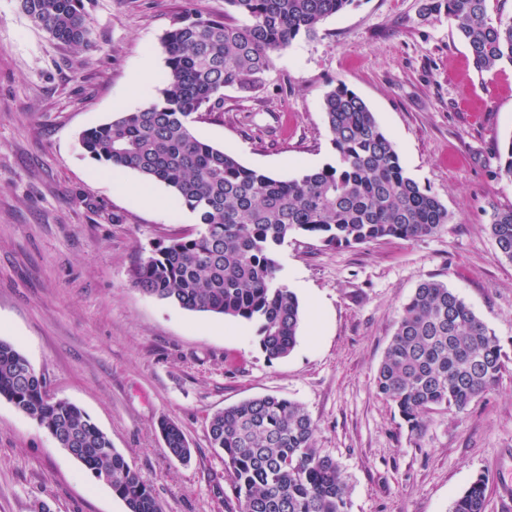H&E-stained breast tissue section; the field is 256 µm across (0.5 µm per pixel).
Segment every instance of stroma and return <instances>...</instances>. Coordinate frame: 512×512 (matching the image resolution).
<instances>
[{"instance_id": "stroma-1", "label": "stroma", "mask_w": 512, "mask_h": 512, "mask_svg": "<svg viewBox=\"0 0 512 512\" xmlns=\"http://www.w3.org/2000/svg\"><path fill=\"white\" fill-rule=\"evenodd\" d=\"M224 0H90L92 46L52 40L0 0V339L16 344L54 397L80 407L151 483L163 512H239L208 421L245 399L304 406L318 445L339 464L348 512H449L477 475L486 512L512 489V262L490 235L512 209L500 156L512 141V67L478 73L447 16L421 0H359L316 39L277 54L264 84L224 92L196 137L246 167L288 179L333 162L323 98L345 83L395 142L407 175L448 222L429 237L331 247L296 236L275 259L305 317L288 357L268 361L254 327L190 312L131 281L160 241L195 233L196 218L160 183L133 171L126 194L88 158L82 131L159 96L163 33L192 8ZM152 60L156 82L133 77ZM151 189L158 207L137 199ZM444 281L497 336L507 368L466 415L433 410L412 435L374 392L403 305ZM190 442L183 464L159 430ZM0 512H127L46 429L0 400ZM160 432L170 456L182 460V462L190 459L191 448L178 425L172 421L164 420L160 424Z\"/></svg>"}]
</instances>
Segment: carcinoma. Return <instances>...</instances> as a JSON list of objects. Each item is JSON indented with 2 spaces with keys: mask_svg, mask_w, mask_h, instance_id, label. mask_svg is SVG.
Listing matches in <instances>:
<instances>
[{
  "mask_svg": "<svg viewBox=\"0 0 512 512\" xmlns=\"http://www.w3.org/2000/svg\"><path fill=\"white\" fill-rule=\"evenodd\" d=\"M19 2L50 38L89 45L86 0ZM354 2L224 0L222 16L193 9L161 38L159 97L80 136L92 160L164 184L202 226L140 258L134 286L188 311L254 324L270 361L290 354L302 321L300 302L275 260L288 237L351 246L418 240L448 223V209L406 174L395 143L343 83L323 100L334 162L295 178L248 168L194 135L203 113L223 107L225 89L260 86L275 54L301 36H317L326 19ZM422 12L456 21L478 72L512 66V19L492 18L489 0H425ZM489 231L499 255L512 261V209L494 211ZM505 370L498 338L447 284L427 280L402 307L377 369L375 394L419 435L424 414L466 413ZM1 398L45 428L128 512H162L150 482L112 448L108 436L79 407L51 396L46 377L4 340ZM160 432L170 456L190 459L178 425L164 420ZM208 437L224 455L240 512H347L348 487L339 465L319 448L317 426L301 404L273 395L241 401L211 417ZM486 502L487 478L480 475L450 512H486Z\"/></svg>",
  "mask_w": 512,
  "mask_h": 512,
  "instance_id": "cac0c4a2",
  "label": "carcinoma"
}]
</instances>
